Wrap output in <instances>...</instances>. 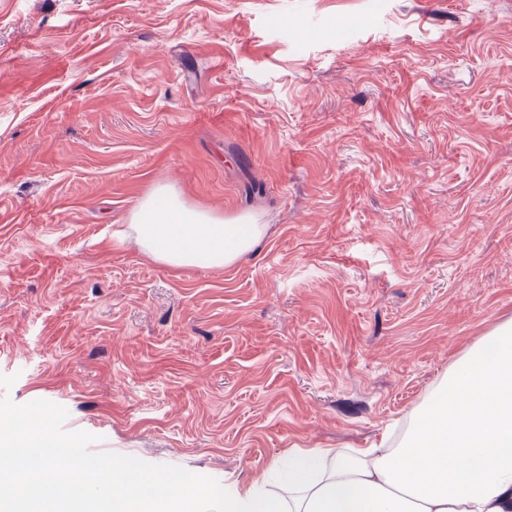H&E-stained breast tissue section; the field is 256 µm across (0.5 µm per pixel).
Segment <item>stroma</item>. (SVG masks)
I'll use <instances>...</instances> for the list:
<instances>
[{
	"instance_id": "35a3bbf8",
	"label": "stroma",
	"mask_w": 512,
	"mask_h": 512,
	"mask_svg": "<svg viewBox=\"0 0 512 512\" xmlns=\"http://www.w3.org/2000/svg\"><path fill=\"white\" fill-rule=\"evenodd\" d=\"M159 186L267 231L157 263ZM510 320L512 0H0V417L220 490Z\"/></svg>"
}]
</instances>
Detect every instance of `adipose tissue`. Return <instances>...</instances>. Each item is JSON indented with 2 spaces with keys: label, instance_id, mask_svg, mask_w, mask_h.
<instances>
[{
  "label": "adipose tissue",
  "instance_id": "ef3b65f1",
  "mask_svg": "<svg viewBox=\"0 0 512 512\" xmlns=\"http://www.w3.org/2000/svg\"><path fill=\"white\" fill-rule=\"evenodd\" d=\"M143 252L169 267L231 266L250 255L264 227L189 208L156 187L130 218ZM283 493L265 478L220 494L216 512H512V321L448 372L413 414L401 442L368 448H293ZM112 491L90 500L87 484ZM0 484L8 512H202L210 496L177 478L133 477L121 460L79 456L31 421L0 430Z\"/></svg>",
  "mask_w": 512,
  "mask_h": 512
}]
</instances>
